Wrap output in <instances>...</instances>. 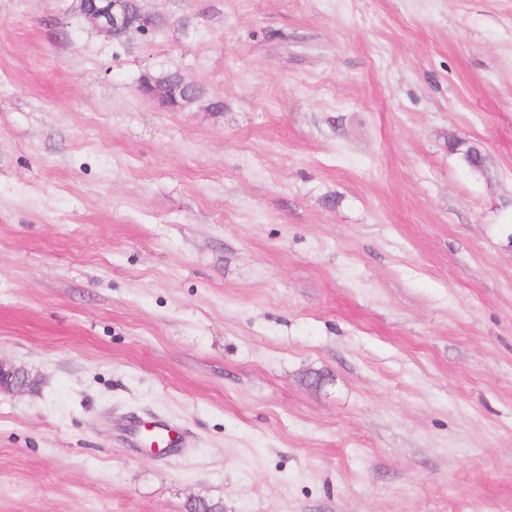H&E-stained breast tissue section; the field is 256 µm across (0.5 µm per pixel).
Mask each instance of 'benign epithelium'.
I'll use <instances>...</instances> for the list:
<instances>
[{
    "label": "benign epithelium",
    "mask_w": 512,
    "mask_h": 512,
    "mask_svg": "<svg viewBox=\"0 0 512 512\" xmlns=\"http://www.w3.org/2000/svg\"><path fill=\"white\" fill-rule=\"evenodd\" d=\"M73 5L97 33L112 40L145 36L160 24L159 17L145 11L140 0H73ZM139 91L165 111L178 110L200 98L198 86L194 83L184 80L172 85L162 73L142 75ZM24 373L25 369L0 361V392L17 393L29 388L22 378Z\"/></svg>",
    "instance_id": "benign-epithelium-1"
}]
</instances>
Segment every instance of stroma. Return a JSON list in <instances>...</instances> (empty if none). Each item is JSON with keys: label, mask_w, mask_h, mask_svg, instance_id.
I'll return each instance as SVG.
<instances>
[{"label": "stroma", "mask_w": 512, "mask_h": 512, "mask_svg": "<svg viewBox=\"0 0 512 512\" xmlns=\"http://www.w3.org/2000/svg\"><path fill=\"white\" fill-rule=\"evenodd\" d=\"M141 5L0 0V512H512V0ZM140 0H74L75 11L92 28L112 40L145 36L159 27L160 18L146 12ZM145 73L139 83V91L150 98L160 109L175 111L199 99L198 86L185 79L179 85L168 82L166 73ZM27 371L21 367L7 366L0 361V392H22L30 385L22 378ZM135 430L139 431L143 437H147L155 443L165 448H176V441L172 437L173 428L172 426L163 421L156 420L150 424V428L145 425L137 423L134 425Z\"/></svg>", "instance_id": "1"}]
</instances>
